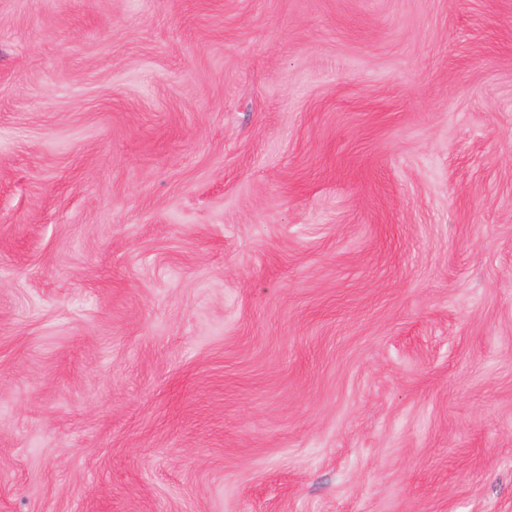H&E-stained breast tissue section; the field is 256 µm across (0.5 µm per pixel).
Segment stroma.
I'll return each mask as SVG.
<instances>
[{"label":"stroma","mask_w":512,"mask_h":512,"mask_svg":"<svg viewBox=\"0 0 512 512\" xmlns=\"http://www.w3.org/2000/svg\"><path fill=\"white\" fill-rule=\"evenodd\" d=\"M0 512H512V0H0Z\"/></svg>","instance_id":"35a3bbf8"}]
</instances>
